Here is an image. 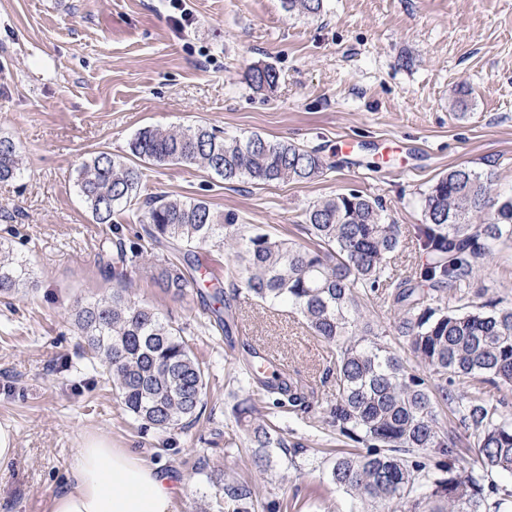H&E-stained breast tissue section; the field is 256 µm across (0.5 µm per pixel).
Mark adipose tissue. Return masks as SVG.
<instances>
[{"label": "adipose tissue", "mask_w": 512, "mask_h": 512, "mask_svg": "<svg viewBox=\"0 0 512 512\" xmlns=\"http://www.w3.org/2000/svg\"><path fill=\"white\" fill-rule=\"evenodd\" d=\"M176 492L160 466L91 437L77 449L50 512H169Z\"/></svg>", "instance_id": "obj_1"}]
</instances>
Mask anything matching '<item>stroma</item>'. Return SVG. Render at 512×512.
Segmentation results:
<instances>
[{"mask_svg":"<svg viewBox=\"0 0 512 512\" xmlns=\"http://www.w3.org/2000/svg\"><path fill=\"white\" fill-rule=\"evenodd\" d=\"M183 5L193 23L178 32L169 0H0V136L19 141L24 170L0 181V249L31 270L0 296V425L17 439L0 467V512H47L91 435L183 482L171 512H217L215 494L230 481L275 512L353 506L328 477L344 448L335 432L258 403L256 421L306 448L294 459L274 450L261 471L233 417L248 347L287 360L319 403L333 389L329 349L291 310L212 278L227 264L221 249L199 250L196 285L181 296L159 285L162 248L117 278L112 227L94 222L76 187L98 152L127 155L146 127L197 125L321 149L334 168L303 183L226 182L184 164L145 172L143 196L203 199L298 243L309 205L352 190L378 199L402 229L424 223V193L461 165L493 171L494 193L512 194V0H325L313 18L289 15L281 0ZM259 63L279 71L274 89L250 88ZM462 90L463 111L452 106ZM118 286L187 327L210 366L205 411L187 430L141 434L83 357L75 309ZM217 288L235 319L228 334L208 320ZM481 292L512 305V242L476 262L467 297Z\"/></svg>","mask_w":512,"mask_h":512,"instance_id":"obj_1","label":"stroma"}]
</instances>
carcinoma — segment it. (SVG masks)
Listing matches in <instances>:
<instances>
[{
  "mask_svg": "<svg viewBox=\"0 0 512 512\" xmlns=\"http://www.w3.org/2000/svg\"><path fill=\"white\" fill-rule=\"evenodd\" d=\"M291 15L314 17L324 0H281ZM279 72L270 64L250 69V87L273 89ZM133 159L101 152L83 163L77 187L98 224L112 225L118 257L137 266L163 242L176 246L177 261L161 272L164 288L182 295L192 277V248L218 244L229 256L231 280H244L247 296L301 314L311 337L331 350L328 372L333 399L323 408V423L353 443L359 452L336 458L330 471L337 487L360 502L379 500L406 505V512H512V490L491 486L482 476L442 465L455 441L438 426V409L448 408L470 432L484 466L512 475V417L494 404L491 390H512V306L492 298L458 309L444 306L441 293L469 287L473 263L490 245L512 241V196L491 201L493 173L457 167L440 177L423 198L425 223L408 236L426 261L414 274H394L391 259L399 249V225L388 222L383 205L358 191L340 193L309 206L304 231L311 245H296L262 228L243 233L235 219L216 214L203 200L153 195L140 201L149 165H196L226 182L259 184L303 182L335 167L320 151L271 141L258 134L245 139L208 127H147L129 143ZM20 146L0 136V181L21 175ZM488 212L472 224L473 214ZM127 213L145 225V235L127 243L117 217ZM30 279L27 261L0 260V294L9 295ZM440 293L428 303L424 289ZM391 301L398 312V334L429 376L415 372L389 348L368 339L365 302ZM93 369L112 384L116 398L142 431L185 429L205 404L209 366L194 353L183 328L132 299L125 288L87 302L74 314ZM241 372L247 377L234 412L251 447L265 460L287 447L277 427L251 426L255 403L267 397L302 420L314 405L294 382L267 380L266 356L247 352ZM220 512H258L248 486L228 482Z\"/></svg>",
  "mask_w": 512,
  "mask_h": 512,
  "instance_id": "cac0c4a2",
  "label": "carcinoma"
}]
</instances>
